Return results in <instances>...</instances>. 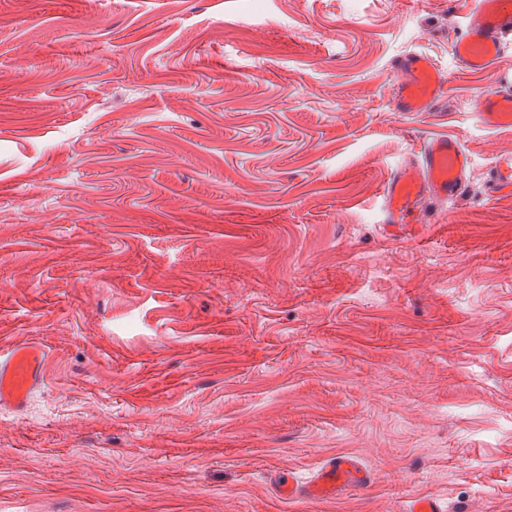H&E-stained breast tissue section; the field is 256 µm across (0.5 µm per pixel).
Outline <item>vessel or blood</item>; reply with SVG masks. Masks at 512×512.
I'll return each mask as SVG.
<instances>
[{"mask_svg":"<svg viewBox=\"0 0 512 512\" xmlns=\"http://www.w3.org/2000/svg\"><path fill=\"white\" fill-rule=\"evenodd\" d=\"M464 31L452 47L456 67L464 74L486 71L512 51V0H468L463 15ZM400 76L393 105L399 112H422L437 101L446 83L439 68L423 54H410L395 63ZM476 110L491 127H512V75H501L495 90L478 96ZM470 158L460 140L438 136L426 141L416 163L402 167L384 191L385 221L407 223L415 211L433 212L455 203L466 191ZM487 193L496 197L512 191V148L496 151L486 178ZM45 353L37 345L16 348L0 363V403H26L41 378ZM370 480L359 460L341 455L327 460L305 482L282 479L279 494L289 500L332 498Z\"/></svg>","mask_w":512,"mask_h":512,"instance_id":"1","label":"vessel or blood"}]
</instances>
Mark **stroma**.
Segmentation results:
<instances>
[{
	"instance_id": "1",
	"label": "stroma",
	"mask_w": 512,
	"mask_h": 512,
	"mask_svg": "<svg viewBox=\"0 0 512 512\" xmlns=\"http://www.w3.org/2000/svg\"><path fill=\"white\" fill-rule=\"evenodd\" d=\"M452 0H0V512H512V128ZM448 78L398 112L393 64ZM457 136L433 224L383 188ZM356 456L371 480L287 501ZM495 90L477 97L475 112L491 127H512V75L502 74ZM486 186L490 197L512 191V148L493 154L487 170ZM45 353L37 345L16 348L9 359L0 364V403L21 406L41 378Z\"/></svg>"
}]
</instances>
